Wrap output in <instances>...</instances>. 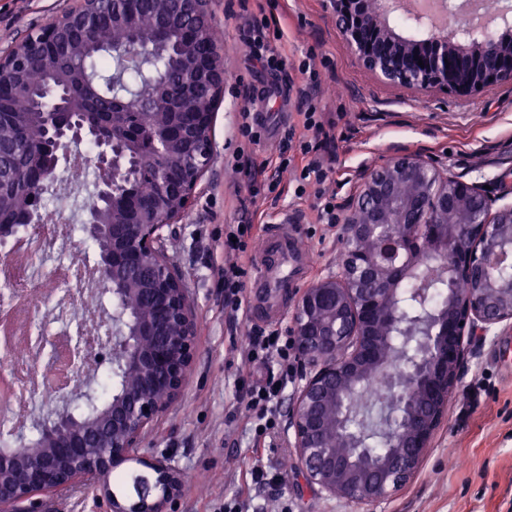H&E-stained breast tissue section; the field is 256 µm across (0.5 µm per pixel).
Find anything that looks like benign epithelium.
<instances>
[{
    "label": "benign epithelium",
    "mask_w": 512,
    "mask_h": 512,
    "mask_svg": "<svg viewBox=\"0 0 512 512\" xmlns=\"http://www.w3.org/2000/svg\"><path fill=\"white\" fill-rule=\"evenodd\" d=\"M177 9L162 11L165 22L188 34L187 83L211 99L195 112L191 129L175 139L140 124V139L183 153L191 170L173 175L167 164L148 157L147 164L164 187L151 216L139 224H107L100 205L87 209L85 230L92 239L109 242L100 253L99 278L112 299L134 304L147 296L149 317L134 318L130 309L115 308L107 319L100 346L112 368L138 374L89 423L70 412L41 422L44 443L40 456L29 459L22 449L0 454V512H42L46 494L79 485L95 501L106 499L109 512H167L181 486L180 469L166 456H141L146 431L181 395L193 371L198 324L184 277L170 262L164 227L188 208L198 182L210 167L215 111L224 97V64L217 52L197 55L193 45L206 40L212 24V0H175ZM448 18L469 19L450 38L440 35L430 17L410 8L408 0H330V18L358 65L390 85L421 90L447 89L458 94L487 92L512 82V46L495 44L487 24L477 16V0L457 6L442 0ZM402 10L416 28L424 29V67L411 64L417 39L390 23ZM106 11L121 19L116 0H80L48 27L0 52V89L26 91L24 74L37 60L58 71L79 43L89 38L98 15ZM114 56L144 59L155 46L135 40L108 45ZM44 113L38 140L53 152V168L69 160L71 147L94 136L65 86ZM137 144L116 145L98 140L89 160L98 176L96 195L112 202V186L126 178L127 162ZM20 170L0 163V201ZM359 189L344 206V251L338 270L303 289L296 299L291 333L301 364L308 368L288 411L301 473L311 486L330 496L360 502L381 500L410 483L447 420L448 401L459 368L476 340L493 327L512 325V203L479 182H467L436 166L419 152L401 151L360 176ZM405 184L409 193L398 192ZM458 214L448 223V210ZM432 262L448 272L443 299L429 306L423 273ZM464 280L470 288L461 291ZM406 282L415 284L402 288ZM399 328L407 343L396 351L379 338L386 324ZM384 374L389 399L399 410L388 437V450L377 455L351 422L347 391L370 374ZM162 387L168 397L153 390ZM342 441L336 451L330 443ZM135 464L143 482L132 485L124 500L112 496L109 478Z\"/></svg>",
    "instance_id": "obj_1"
}]
</instances>
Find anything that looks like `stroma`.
I'll return each mask as SVG.
<instances>
[{"label": "stroma", "mask_w": 512, "mask_h": 512, "mask_svg": "<svg viewBox=\"0 0 512 512\" xmlns=\"http://www.w3.org/2000/svg\"><path fill=\"white\" fill-rule=\"evenodd\" d=\"M77 4L0 0V49ZM237 12L235 0H214L217 50L227 77L214 119V155L191 205L169 227L167 253L186 276L199 334L187 386L141 443L142 453L171 456L181 471L182 488L169 512H217L242 494L255 459L251 419L237 403L233 379H256L266 369L241 360L237 346L256 321L247 317L230 328L217 275L224 264V227L241 215L240 176L231 167L234 128L248 91L266 90L258 109L269 136L256 153L273 156L283 127L298 122L299 93L307 87L292 71L289 89H282L246 56ZM329 16L328 0H288L283 43L289 58L313 48L330 61L318 93L337 118L335 137L317 141L316 149L330 168L326 187L337 207L355 193L364 169L402 150L423 153L466 181L490 183L512 202V82L470 96L381 83L355 62ZM259 208L267 217L281 211L301 217V242L312 258L309 280L336 271L344 250L341 228L320 223L313 194L288 191ZM264 463L282 480L260 492V512H280L285 504L293 512H512V327L497 326L469 348L444 427L416 477L389 497L358 503L309 487L283 429Z\"/></svg>", "instance_id": "35a3bbf8"}]
</instances>
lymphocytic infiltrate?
<instances>
[{"instance_id": "f902f5d3", "label": "lymphocytic infiltrate", "mask_w": 512, "mask_h": 512, "mask_svg": "<svg viewBox=\"0 0 512 512\" xmlns=\"http://www.w3.org/2000/svg\"><path fill=\"white\" fill-rule=\"evenodd\" d=\"M239 12L245 23L241 30V44L251 60L275 77L288 72V56L282 48L286 6L279 0H238ZM315 49H308L298 64L306 74L309 91L299 96L297 114L299 127H284L275 157L258 159L254 155L268 135V128L256 107V95H248L242 106L236 127V157L240 159V173L246 181L250 201L280 197L285 187L281 176L294 170L296 195L313 192L319 199V215L323 223L338 221L336 203L325 187L329 169L315 154L314 140L332 138L336 122L321 107L314 89L320 84V72ZM258 236L253 212H243L238 223L224 227V316L229 321L243 318L245 313L248 270L243 260L251 256ZM242 359L269 366L270 372L262 379H239L238 400L249 412L256 444H264L279 426L278 406L282 395L296 375L297 354L293 340L283 332L251 328L240 350Z\"/></svg>"}]
</instances>
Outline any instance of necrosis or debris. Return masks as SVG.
Returning a JSON list of instances; mask_svg holds the SVG:
<instances>
[{
  "label": "necrosis or debris",
  "mask_w": 512,
  "mask_h": 512,
  "mask_svg": "<svg viewBox=\"0 0 512 512\" xmlns=\"http://www.w3.org/2000/svg\"><path fill=\"white\" fill-rule=\"evenodd\" d=\"M37 236L29 242L9 240L8 263L0 264V296L24 290V305L16 317V341L9 352V374L14 398L0 411V424L27 422L51 413L59 395L73 385V354L76 348L95 345L101 333L96 318L97 286L87 283L83 262L56 261L45 270L57 240L67 238L71 220L60 207H41ZM41 326L51 341L40 350L30 339L33 326Z\"/></svg>",
  "instance_id": "obj_1"
}]
</instances>
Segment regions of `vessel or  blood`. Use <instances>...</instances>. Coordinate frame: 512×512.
I'll list each match as a JSON object with an SVG mask.
<instances>
[{
  "label": "vessel or blood",
  "mask_w": 512,
  "mask_h": 512,
  "mask_svg": "<svg viewBox=\"0 0 512 512\" xmlns=\"http://www.w3.org/2000/svg\"><path fill=\"white\" fill-rule=\"evenodd\" d=\"M310 259L300 244L298 219L280 213L260 236L257 273L251 284L249 316L274 322L287 308L288 295L303 283Z\"/></svg>",
  "instance_id": "vessel-or-blood-1"
}]
</instances>
